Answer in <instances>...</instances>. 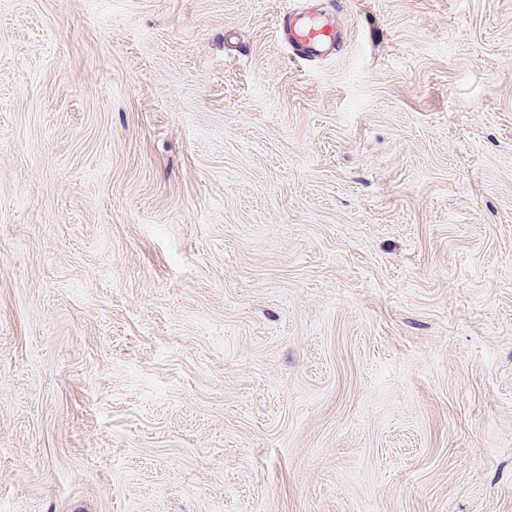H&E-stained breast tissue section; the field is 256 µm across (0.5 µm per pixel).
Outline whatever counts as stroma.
Wrapping results in <instances>:
<instances>
[{
    "instance_id": "obj_1",
    "label": "stroma",
    "mask_w": 512,
    "mask_h": 512,
    "mask_svg": "<svg viewBox=\"0 0 512 512\" xmlns=\"http://www.w3.org/2000/svg\"><path fill=\"white\" fill-rule=\"evenodd\" d=\"M0 0V512H512V0ZM310 16H302L296 19L294 26V45L292 46L288 33L279 32L283 41L290 45L294 60L313 61L327 56L329 49L335 45L337 31L334 27H328L324 22L305 20Z\"/></svg>"
}]
</instances>
